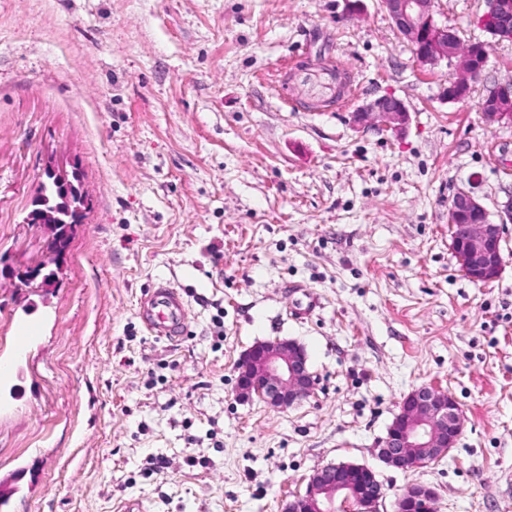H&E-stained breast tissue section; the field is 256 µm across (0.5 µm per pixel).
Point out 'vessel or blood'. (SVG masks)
Segmentation results:
<instances>
[{"label": "vessel or blood", "mask_w": 512, "mask_h": 512, "mask_svg": "<svg viewBox=\"0 0 512 512\" xmlns=\"http://www.w3.org/2000/svg\"><path fill=\"white\" fill-rule=\"evenodd\" d=\"M139 315L157 338L182 334L188 321L186 302L169 284L157 283L149 288L139 302ZM27 473L21 469L0 470V504L18 497L27 486Z\"/></svg>", "instance_id": "1"}]
</instances>
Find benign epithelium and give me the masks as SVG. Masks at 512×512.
<instances>
[{"label": "benign epithelium", "instance_id": "7a95c632", "mask_svg": "<svg viewBox=\"0 0 512 512\" xmlns=\"http://www.w3.org/2000/svg\"><path fill=\"white\" fill-rule=\"evenodd\" d=\"M398 31L412 44L418 61L437 66L456 59L458 77L449 83L450 101L466 97L484 70L485 45L468 54L452 49L453 35L448 27L433 18L434 0H381ZM488 11L480 24L499 42L512 43V0H487ZM481 113L489 124L512 125V80L500 83L484 97ZM409 120L402 100L380 96L359 107L353 121L360 127L400 130ZM499 221L491 219L486 207L469 192L460 191L448 209L451 249L462 264L465 275L474 282L498 277L504 265L503 230L512 223V194L499 206ZM61 218L45 210L32 211L27 223L57 232ZM49 237L40 256L24 264L25 271L8 274L18 279L15 287L34 281L47 266L59 265L60 255ZM304 347L292 339H274L254 344L238 363L236 397L254 398L267 406L286 410L314 393L317 379L307 365ZM463 428L458 403L447 391L425 386L410 392L388 427L378 448L382 461L399 470H416L442 458L443 449L455 446ZM384 498L375 472L361 464L340 462L315 470L304 493L284 501L281 512H378ZM436 493L428 485L414 483L395 501L393 512H433Z\"/></svg>", "mask_w": 512, "mask_h": 512}]
</instances>
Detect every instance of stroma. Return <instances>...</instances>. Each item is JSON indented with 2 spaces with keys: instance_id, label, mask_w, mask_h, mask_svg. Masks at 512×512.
<instances>
[{
  "instance_id": "obj_1",
  "label": "stroma",
  "mask_w": 512,
  "mask_h": 512,
  "mask_svg": "<svg viewBox=\"0 0 512 512\" xmlns=\"http://www.w3.org/2000/svg\"><path fill=\"white\" fill-rule=\"evenodd\" d=\"M484 10L434 2L488 46L452 101L455 64H421L380 0H0V259L41 252L25 218L48 164L87 198L56 279L0 288V468L33 473L8 512H280L338 462L375 471L379 512L413 483L435 512H512V224L486 283L448 228L455 193L492 213L512 194V126L480 109L512 44ZM338 69L344 96L303 82ZM386 94L406 126H356ZM160 281L189 307L172 340L138 316ZM21 321L40 331L19 351ZM274 338L318 377L285 411L235 396L241 355ZM429 385L459 404L456 447L386 466L379 441Z\"/></svg>"
}]
</instances>
